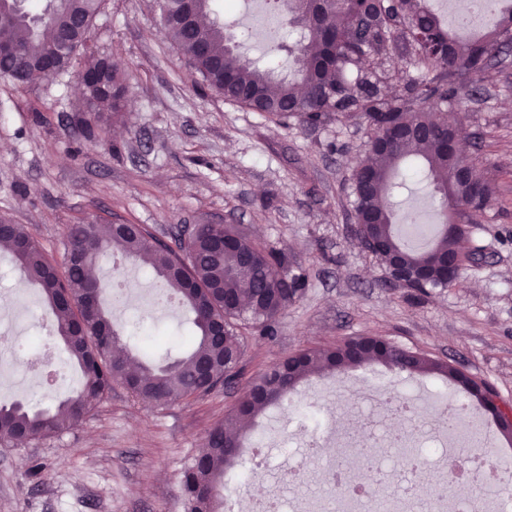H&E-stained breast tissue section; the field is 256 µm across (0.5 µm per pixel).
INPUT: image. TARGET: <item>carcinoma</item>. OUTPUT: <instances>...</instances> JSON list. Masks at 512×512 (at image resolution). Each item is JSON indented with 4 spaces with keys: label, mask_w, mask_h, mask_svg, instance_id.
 <instances>
[{
    "label": "carcinoma",
    "mask_w": 512,
    "mask_h": 512,
    "mask_svg": "<svg viewBox=\"0 0 512 512\" xmlns=\"http://www.w3.org/2000/svg\"><path fill=\"white\" fill-rule=\"evenodd\" d=\"M158 2L165 37L202 83L224 100L279 119L291 114L308 124L339 114H361L370 131L371 156L354 172L352 189L358 216L374 219L364 234L387 244L388 252L377 254L380 262L397 252L408 267L430 268L428 280L408 288L419 293L445 288L443 270L448 256L459 254L458 237L443 230L427 250L406 245L396 232L390 198L399 188L401 164L416 158L448 209H484L479 192L448 178L453 160L445 147L448 119L433 106L464 100L484 74L485 56L512 22V14L492 17L484 34L462 41L442 26L427 0H345L333 9L325 4L314 9L309 0H289L298 9L313 10V15L296 32V69L283 76L247 60L228 43L218 20L201 22L209 17L210 0H197L198 20L192 26L179 20L178 13L186 7L183 0ZM98 8L99 0H55L44 6L47 14L39 21L40 13L18 11L9 0H0V11L10 15L8 36L17 51L0 67V78L22 86L35 73L54 79L74 67L85 39L73 20L79 17L90 24ZM398 42L412 56L415 74L408 76L400 92L390 94L382 60ZM77 75L85 77L86 111H122L125 86L108 62L99 60ZM1 224L10 227L5 241L11 244L13 266L22 281L39 288L51 312L54 336L79 369L81 385L50 409L1 405L0 443L21 437L38 440L78 424L89 413L87 402L102 400L114 384L129 383L133 397L153 406L212 391L236 374L242 356L238 326L270 334L304 283L303 275L288 269L283 252L261 246L226 224H196L190 236L176 235L171 247L141 225L128 231L111 223L77 221L66 232L62 270L23 225L5 217H0ZM223 240L227 246L219 251ZM116 254L149 266L191 313L190 333L183 337V352L174 362L158 365L139 359L120 342L103 302L106 286L97 280L89 287L88 269ZM214 317L224 319L222 347L208 337ZM369 363L409 375L443 377L480 399V384L463 378L455 367L382 336H356L333 348L301 350L261 375L230 418L211 429L206 452L184 467L182 487L189 512H220L214 489L224 483L227 469L235 463L234 446L241 438L229 428L239 418H255L279 404L315 371L341 373Z\"/></svg>",
    "instance_id": "obj_1"
}]
</instances>
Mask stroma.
Instances as JSON below:
<instances>
[{"label":"stroma","mask_w":512,"mask_h":512,"mask_svg":"<svg viewBox=\"0 0 512 512\" xmlns=\"http://www.w3.org/2000/svg\"><path fill=\"white\" fill-rule=\"evenodd\" d=\"M99 59L117 64L124 79L120 117L85 114L73 70L22 87L0 79V215L24 225L59 264L66 227L81 218L140 224L166 243L192 224H231L285 251L305 286L274 335L241 329L233 388L151 406L116 385L79 425L39 441L0 444V512H187L185 464L252 383L292 353L354 336H383L452 362L512 404V45L491 60L466 102L441 107L493 195L469 218L463 240L464 251L484 250V258L467 263L452 287L429 294L391 283L358 242L351 178L369 138L359 115L282 123L225 101L164 38L156 0H102L79 61ZM438 205L431 180L408 178L394 201L396 221L405 223L413 207L432 212ZM123 275L131 303L114 313L128 343L185 323L179 302L142 307V298L162 286L153 272L128 264ZM49 317L39 291L19 282L10 254L0 250V337L36 335ZM65 376L62 387L46 393L22 363H0V404L37 392L40 406H52L80 386L74 365ZM369 385L385 393L409 387L427 420L449 405L480 416L490 441L471 453L497 460V485L512 493V439L474 398L445 378L368 364L312 375L291 394L293 409L275 407L247 424L222 512H233L242 498L304 494L305 484L281 489L271 474L237 480L257 432L299 443L291 421L300 408L322 411L334 431H356L352 406Z\"/></svg>","instance_id":"stroma-1"}]
</instances>
